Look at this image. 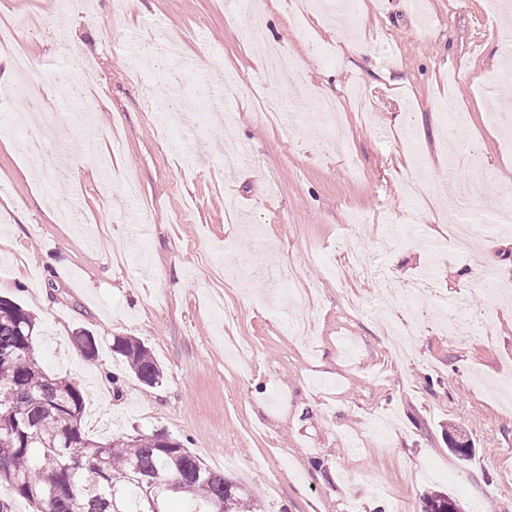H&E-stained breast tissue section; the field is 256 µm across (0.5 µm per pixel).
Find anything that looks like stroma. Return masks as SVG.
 <instances>
[{"instance_id": "obj_1", "label": "stroma", "mask_w": 512, "mask_h": 512, "mask_svg": "<svg viewBox=\"0 0 512 512\" xmlns=\"http://www.w3.org/2000/svg\"><path fill=\"white\" fill-rule=\"evenodd\" d=\"M289 4L279 0L266 30L306 61L303 91L256 64L255 0H141L131 14L95 0L89 19L65 0H0V19L44 20L25 39L37 61L27 74L0 53V114L22 83L32 108L73 115L38 165L13 126L0 130V297L34 317L41 367L87 391L88 438L166 431L247 486L262 512H422L435 490L462 512H512V405L499 394L512 386V294L453 304L479 292L464 279L476 261L512 278V230L495 221L512 192V130L492 117L512 85L498 59L512 17L489 18L486 0H366L344 26L315 14L303 36ZM147 27L155 48L144 56ZM356 32L369 45L356 65L324 56ZM73 42L99 65L105 98L92 112L55 84ZM216 71L235 97L216 88ZM149 78L156 109L142 103ZM328 92L333 138L299 118ZM265 99L281 103L279 124L261 118ZM83 134L108 168L74 152ZM228 138L247 163L225 166L216 147ZM472 154L486 174L465 199L486 226L478 250L449 236L447 210L411 213L404 196L412 179L427 196L457 194ZM62 208L73 223H58ZM342 234L351 254L336 251ZM242 251L254 269L244 291L224 285ZM290 263L315 296L296 310L314 320L303 337L287 333L262 275ZM423 274L435 287L417 296L416 316L394 308ZM79 331L97 337L94 360L74 344ZM117 336L150 349L162 383L130 373Z\"/></svg>"}]
</instances>
